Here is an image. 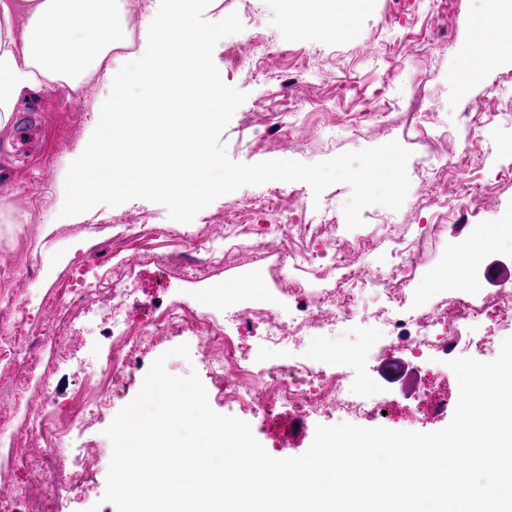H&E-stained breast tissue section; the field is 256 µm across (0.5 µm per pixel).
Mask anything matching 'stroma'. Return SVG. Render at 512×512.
<instances>
[{
    "label": "stroma",
    "instance_id": "1",
    "mask_svg": "<svg viewBox=\"0 0 512 512\" xmlns=\"http://www.w3.org/2000/svg\"><path fill=\"white\" fill-rule=\"evenodd\" d=\"M495 12L491 0H437L430 9L420 0H318L311 6L306 0H214L211 9L200 16V24L215 34L212 56L222 80L247 94L222 136L232 160L316 163L393 140L410 150L405 205L396 211L379 206L365 209L364 224L355 232L342 222L317 227V209L311 202L314 194L300 181L241 187L214 200L189 223L170 219L165 207L143 199L61 216L69 166L105 115L106 92L100 84H89L77 110L58 87L29 93L12 122L0 129V286L25 279V293L36 298L33 312L48 325L56 298L79 264L94 259L104 270L93 304L70 327L68 351L56 350L47 339L41 343L40 368L51 378L56 402L63 405L78 397L84 387L83 374L99 368L111 342L108 306L113 288L122 289L124 313L135 328L171 304L225 321L228 299L267 307L287 318L279 287L290 276L310 282L315 291L335 288V279L317 278L307 264L289 267L280 250L257 248L255 228L247 215L240 220L229 259H213L194 250L195 235L220 240L224 213L232 202L255 201L274 189L285 198L302 191L307 204L301 227L321 229L327 237L343 240L355 233L368 234L378 219L388 224L391 236H420L422 250L412 293L421 306H435L461 292L477 305L499 283L512 284V179L494 195L477 200L474 217L439 219V207L422 203L417 192L431 156L465 148L463 112L475 101L491 97L503 105L512 104V58L500 59L486 75L471 74L460 66L474 43L475 24ZM258 31L272 39L278 52L275 68L288 73V85L273 77L254 79L227 69L225 45L246 44ZM493 74L501 76L500 85L491 84ZM418 95L440 114L442 123L435 131H428L419 116L405 111L389 113L377 123L362 118L373 101L397 104ZM288 96L303 105L297 116L282 110ZM261 100L267 110L259 120L277 136L272 146L256 141L247 124L255 103ZM30 119L37 122V144L22 152L16 146L17 128ZM146 223L163 227L164 236L142 235L140 227ZM465 244L478 252L477 260L464 269L476 279L467 291L448 280ZM225 323L240 353L254 368L284 363L296 354L327 373L340 365L354 382L371 381L393 404V413H302L284 406L272 418L225 404L216 397L220 382L197 339L186 332H171L143 348L136 369L108 384L106 406L95 408L85 423L70 431L58 458L64 468L83 467L88 475L85 483L59 498L57 512H87L95 504L99 512H115L112 505L101 501L112 454L104 430L135 398L152 362L182 343L190 348L189 359H168L167 371L184 375L197 370L212 409L248 422L255 438L276 458L304 453L320 424L346 422L431 432L452 419V410L437 414L426 406L431 399L459 394L457 379L441 356L431 353L419 361L402 353V360L418 370L416 392L388 383L378 371L381 358L372 348L377 326L366 314L342 324L336 334L310 336L276 350L267 349L252 329Z\"/></svg>",
    "mask_w": 512,
    "mask_h": 512
}]
</instances>
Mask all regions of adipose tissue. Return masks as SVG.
Masks as SVG:
<instances>
[{
    "instance_id": "obj_1",
    "label": "adipose tissue",
    "mask_w": 512,
    "mask_h": 512,
    "mask_svg": "<svg viewBox=\"0 0 512 512\" xmlns=\"http://www.w3.org/2000/svg\"><path fill=\"white\" fill-rule=\"evenodd\" d=\"M211 2L149 0L136 50L147 64L128 69L112 57L130 44L122 0H0V129L27 92L53 83L78 96L93 77L110 91L109 118L83 153L73 195L126 139L150 144L148 117L160 103L170 143L203 153L206 125L224 98L210 79L211 45L197 38V20Z\"/></svg>"
}]
</instances>
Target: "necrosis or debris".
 Returning a JSON list of instances; mask_svg holds the SVG:
<instances>
[{
  "instance_id": "4bbe7bcc",
  "label": "necrosis or debris",
  "mask_w": 512,
  "mask_h": 512,
  "mask_svg": "<svg viewBox=\"0 0 512 512\" xmlns=\"http://www.w3.org/2000/svg\"><path fill=\"white\" fill-rule=\"evenodd\" d=\"M473 111L486 115V124L468 125L467 145L458 155L451 158L436 156L429 166V181L420 189L421 195L455 213L467 210L472 200L488 194L493 184L483 177L473 176L463 191L450 195L445 193V185L456 173L470 172L474 156H488L494 152L496 131L512 129V109L498 110L488 101L479 100ZM302 207L300 198L286 201L277 193L248 205L249 211L262 217V236L277 241L292 263L308 259L305 250L296 247L286 216L287 210ZM367 245L364 239L327 242L325 249L331 252L333 264L328 268L320 267L318 273L324 277L329 271H339L335 294L304 300L289 311L284 321L271 310L249 305L237 306L233 312L234 320L249 327H263L262 342L267 347L296 344L305 337L334 330L339 323L347 321L355 312L360 293L374 289L381 296L374 318L380 330L376 338L378 351L384 355L399 347L417 357L428 350L448 353L467 348L474 340L458 333L456 322L461 317L475 321L488 319L498 328L512 331L511 285L501 286L488 294L477 307L460 297L447 306L420 310L410 304L406 292L420 255L419 238L391 239V253L396 261L385 268L360 262L359 257ZM173 328L198 338L205 358L223 378L225 402L239 408L268 414L285 402L303 411L335 409L358 415L382 412L387 407L384 398L357 388L345 370L326 376L303 358L272 366L261 374L254 373L239 355L223 324L184 307H168L144 325L137 335L132 334L126 321L116 316L112 319V345L103 357L98 374L86 380L91 394L89 402L77 401L68 407L55 408L14 402L13 414L23 415L25 423L11 430L0 427V446L13 448L28 437L40 441L42 456L36 469L41 482L35 489L15 496L0 495V512H54L56 498L79 480L78 474L59 470L56 465V452L63 446L69 430L83 420L88 404L103 400L106 394L104 383L109 376L127 374L134 369L139 346L150 344L156 336Z\"/></svg>"
}]
</instances>
